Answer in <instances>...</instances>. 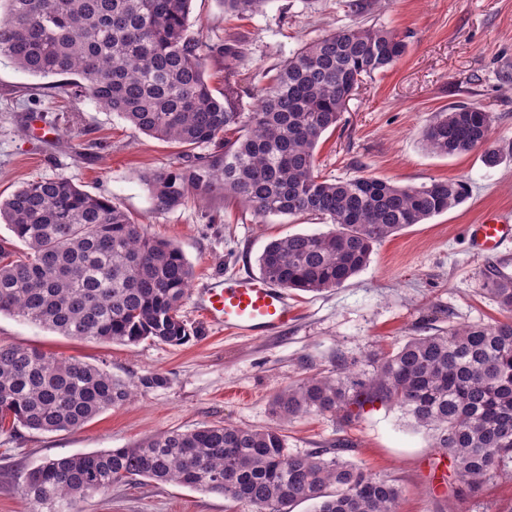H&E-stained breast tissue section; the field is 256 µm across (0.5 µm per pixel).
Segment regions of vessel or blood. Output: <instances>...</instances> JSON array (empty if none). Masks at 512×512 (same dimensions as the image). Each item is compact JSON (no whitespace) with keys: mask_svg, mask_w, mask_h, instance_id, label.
Returning <instances> with one entry per match:
<instances>
[{"mask_svg":"<svg viewBox=\"0 0 512 512\" xmlns=\"http://www.w3.org/2000/svg\"><path fill=\"white\" fill-rule=\"evenodd\" d=\"M478 250L494 253L512 239V220L497 212L489 213L473 225ZM201 315L211 324L245 336H261L294 321L295 307L284 289L262 277L244 276L231 281L215 279L200 292Z\"/></svg>","mask_w":512,"mask_h":512,"instance_id":"vessel-or-blood-1","label":"vessel or blood"}]
</instances>
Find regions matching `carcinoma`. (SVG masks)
<instances>
[{
  "mask_svg": "<svg viewBox=\"0 0 512 512\" xmlns=\"http://www.w3.org/2000/svg\"><path fill=\"white\" fill-rule=\"evenodd\" d=\"M0 57L34 76L71 75L108 112L181 148L179 166L153 173L155 209L189 195L235 199L260 218L314 215L328 232L269 242L261 275L303 292L340 288L367 267L374 246L466 201L467 183L398 185L375 176L324 179L315 172L319 140L347 111L351 89L393 66L406 51L395 31L345 25L301 46L277 67L250 111L241 103L242 47L208 44L191 31L192 0H0ZM237 15L268 0H222ZM217 61L223 85L208 73ZM491 114L476 104L438 112L422 131L439 156L489 142ZM208 152H197V149ZM512 141L485 151L496 165ZM0 220L23 249L0 244V313L74 339L180 346L199 338L180 314L193 267L176 245L147 234L120 205L57 176L29 181L0 199ZM505 312L490 324L449 326L373 355L368 375L339 368L275 396L279 421L312 412L351 419L350 407L377 400L424 429L448 460L450 477L475 491L512 477V276L484 282ZM129 383L104 369L60 360L37 348L0 344V431L81 427L125 405ZM345 445L288 451L278 426L206 425L154 434L129 448L47 458L21 484L31 512H80L82 488L105 493L140 479L175 483L257 512H398L401 489L342 458Z\"/></svg>",
  "mask_w": 512,
  "mask_h": 512,
  "instance_id": "cac0c4a2",
  "label": "carcinoma"
}]
</instances>
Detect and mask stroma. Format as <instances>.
<instances>
[{
	"mask_svg": "<svg viewBox=\"0 0 512 512\" xmlns=\"http://www.w3.org/2000/svg\"><path fill=\"white\" fill-rule=\"evenodd\" d=\"M192 31L210 44L236 39L245 49L242 96L253 108L269 69L302 44L336 27L377 23L404 37L407 50L389 69L363 80L336 129L316 149L325 177L373 175L400 185L460 180L471 189L462 205L415 224L375 246L369 265L344 286L318 293L293 291L298 317L288 329L240 337L207 322L195 296L214 278L259 275L257 258L272 240L328 231L314 216L256 218L234 201L189 196L156 212L146 174L180 162L176 146L135 130L87 97L59 92V77H40L0 59V199L24 183L64 176L108 198L143 224L149 235L172 242L194 276L181 305L201 338L181 346L146 341L102 343L59 335L15 315L0 314V344L36 347L57 357L97 365L134 384L136 398L67 431L18 428L0 434V512H30L21 494L25 473L49 457L127 448L166 430L204 425L263 429L274 424L273 398L313 374L346 365L369 372L370 354L389 352L409 337L451 325L491 324L504 313L483 288L491 269L512 274V244L474 255L464 227L491 211L512 215V159L486 165L482 150L438 156L422 143L432 116L448 107L481 104L493 117L490 146L512 139V0H384L359 16L342 0H269L261 13L240 16L220 0H193ZM56 135L38 139L31 117ZM167 382L145 388L142 377ZM291 452L348 443L344 457L394 479L400 512H512V479L487 481L476 493L444 484L445 466L428 434L398 408L368 404L344 423L314 413L283 425ZM81 512H253L223 495L173 483L141 480L106 494L91 493Z\"/></svg>",
	"mask_w": 512,
	"mask_h": 512,
	"instance_id": "35a3bbf8",
	"label": "stroma"
}]
</instances>
